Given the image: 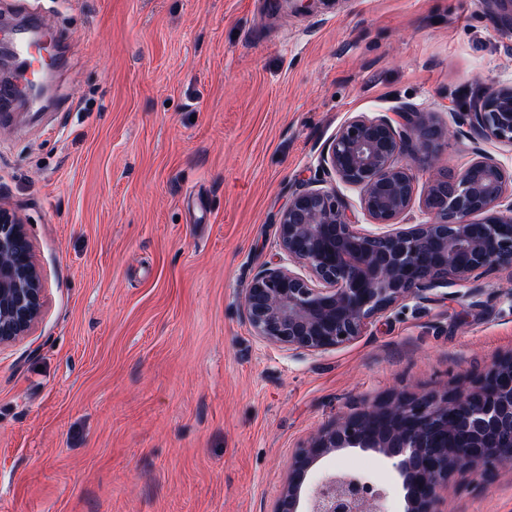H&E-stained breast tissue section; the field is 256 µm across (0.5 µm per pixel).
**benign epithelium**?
Segmentation results:
<instances>
[{"label":"benign epithelium","mask_w":512,"mask_h":512,"mask_svg":"<svg viewBox=\"0 0 512 512\" xmlns=\"http://www.w3.org/2000/svg\"><path fill=\"white\" fill-rule=\"evenodd\" d=\"M476 141L512 146V87L493 88L457 116ZM447 130L411 104L388 116L357 115L322 151L327 186L302 185L278 221L284 261L254 273L242 297L256 336L298 353L338 348L400 303L512 268V174L489 152L458 174L430 180V220L407 224L416 191L409 161L437 158ZM359 191L374 233L353 222L338 186ZM45 285L22 217L0 206V349L29 335ZM343 448L374 449L405 490L404 512H439V487L471 468L485 481L512 460V354L463 393H424L342 413L299 449L275 512H384L385 493L362 476L328 473L301 490L318 459Z\"/></svg>","instance_id":"7a95c632"}]
</instances>
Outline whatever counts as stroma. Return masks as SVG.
<instances>
[{
    "label": "stroma",
    "mask_w": 512,
    "mask_h": 512,
    "mask_svg": "<svg viewBox=\"0 0 512 512\" xmlns=\"http://www.w3.org/2000/svg\"><path fill=\"white\" fill-rule=\"evenodd\" d=\"M62 57L51 105L0 121V204L46 288L0 350V512H275L295 454L347 410L469 385L512 353V271L409 300L355 341L298 354L257 338L241 298L279 264L277 223L350 117L411 104L449 139L416 193L474 144L457 113L512 86L494 0H0ZM359 469L403 512L378 452ZM442 512H512V464L451 475Z\"/></svg>",
    "instance_id": "obj_1"
}]
</instances>
